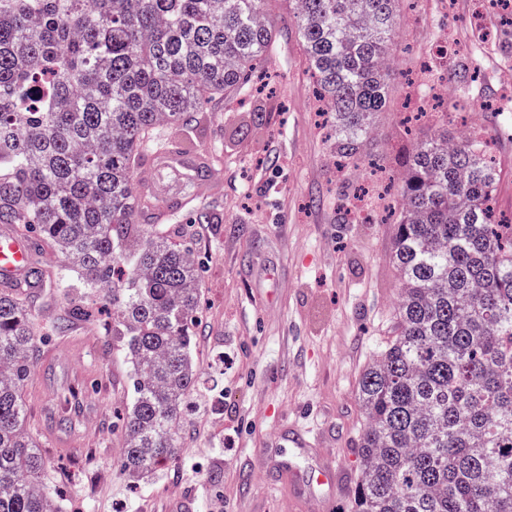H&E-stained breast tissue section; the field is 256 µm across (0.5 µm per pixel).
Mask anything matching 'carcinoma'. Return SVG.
Wrapping results in <instances>:
<instances>
[{"instance_id": "carcinoma-1", "label": "carcinoma", "mask_w": 512, "mask_h": 512, "mask_svg": "<svg viewBox=\"0 0 512 512\" xmlns=\"http://www.w3.org/2000/svg\"><path fill=\"white\" fill-rule=\"evenodd\" d=\"M273 0H0V224L67 258L36 281L81 301L108 287L112 335L133 398L114 425L117 474L173 459L200 372L203 262L141 224L134 184L160 129L184 131L257 77L278 29ZM288 4L337 165L360 160L388 102L397 12L407 0ZM497 51L512 64V13ZM461 83L479 69L455 66ZM400 154L391 260L398 298L388 340L362 371L365 418L353 512H512V218L497 214L502 167L476 135L448 139V113ZM39 305L0 290V512H64L44 450L25 425Z\"/></svg>"}]
</instances>
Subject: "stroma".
<instances>
[{"mask_svg":"<svg viewBox=\"0 0 512 512\" xmlns=\"http://www.w3.org/2000/svg\"><path fill=\"white\" fill-rule=\"evenodd\" d=\"M473 4L419 0L402 20L388 107L367 147L369 158L382 157L380 173L367 160L337 167L296 28L276 15L280 36L263 90H242L245 105L205 110L182 144L207 153L221 185L203 199L211 223L170 233L174 242H191L204 262L203 322L193 349L203 383L175 458L141 478L115 472L121 445L112 417L132 394L130 365L107 333L108 303L91 304L89 321L68 335L39 340L23 388L27 426L47 441L51 472L66 475L55 494L67 512H164L179 496L193 500L194 512H210L216 499L224 512H289L276 470L259 465L285 420L327 434L338 463L356 475L364 424L357 381L388 337L398 288L388 258L392 225L345 217L359 187L369 213L391 205L386 187L397 176L395 156L431 132L427 120L405 129V106L415 99L422 62L448 43L480 47L483 66L469 90L451 74L448 98L433 90L428 99L447 100L452 112L499 111L485 129L503 167L496 208L512 214V105L505 101L512 66L491 43H479ZM81 386L89 399L73 409L69 426L57 428L63 397ZM57 432L72 438L71 449L52 445ZM212 475L217 483H209Z\"/></svg>","mask_w":512,"mask_h":512,"instance_id":"1","label":"stroma"}]
</instances>
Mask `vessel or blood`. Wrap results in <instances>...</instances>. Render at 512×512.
<instances>
[{
	"instance_id": "1",
	"label": "vessel or blood",
	"mask_w": 512,
	"mask_h": 512,
	"mask_svg": "<svg viewBox=\"0 0 512 512\" xmlns=\"http://www.w3.org/2000/svg\"><path fill=\"white\" fill-rule=\"evenodd\" d=\"M203 155L159 149L150 154L148 169L139 182L134 207L143 219L153 220L176 209L184 192L208 195L220 179L205 169ZM31 245L9 224L0 226V286L17 287L30 281ZM283 433L293 453L283 457L269 451L279 483L288 489L291 512H332L338 492L348 479L336 464L335 454L319 440H310L296 424L286 423Z\"/></svg>"
}]
</instances>
